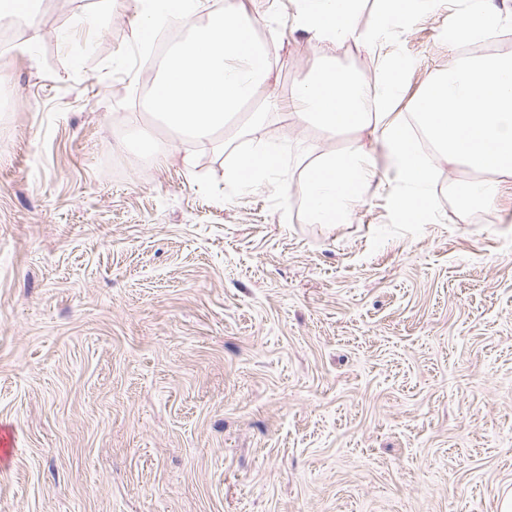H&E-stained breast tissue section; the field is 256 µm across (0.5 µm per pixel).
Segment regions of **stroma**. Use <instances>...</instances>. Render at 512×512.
<instances>
[{
	"label": "stroma",
	"mask_w": 512,
	"mask_h": 512,
	"mask_svg": "<svg viewBox=\"0 0 512 512\" xmlns=\"http://www.w3.org/2000/svg\"><path fill=\"white\" fill-rule=\"evenodd\" d=\"M275 54L251 102L292 92L319 54L292 0H242ZM446 0L336 66L412 112L465 57ZM0 63V512H501L512 496V195L461 221L440 162L403 224L366 189L342 224L303 205L309 149L350 136L272 118L222 143L155 124L166 163L121 150L143 71L131 0H48ZM277 144L257 189L236 150ZM194 156L192 167L182 162Z\"/></svg>",
	"instance_id": "1"
}]
</instances>
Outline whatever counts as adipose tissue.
Listing matches in <instances>:
<instances>
[{"instance_id": "ef3b65f1", "label": "adipose tissue", "mask_w": 512, "mask_h": 512, "mask_svg": "<svg viewBox=\"0 0 512 512\" xmlns=\"http://www.w3.org/2000/svg\"><path fill=\"white\" fill-rule=\"evenodd\" d=\"M360 0H295L293 21L311 33L324 51H335L355 41L373 48L392 29L408 25L422 14L439 9L443 0H381L367 27L355 16ZM504 24L494 0H472L457 16L448 44L457 47L490 34ZM377 109L367 104L366 79L348 75L318 59L307 79L298 81L285 98L274 97L268 111L288 116L328 137L345 132L371 131L373 145L355 140L345 151H326L304 167L307 202L313 223L347 220L364 188L382 181L384 166L393 167L402 184L389 204L402 223H423L430 211L429 187L435 179L431 160L418 150L410 134L418 125L439 157L457 162L475 178L457 183V192L484 206L496 205L512 190V54L463 60L453 71L434 77L419 99L410 122L390 111L403 79L396 61L384 62ZM281 167V153L271 143H260L238 154L226 177L258 186Z\"/></svg>"}]
</instances>
